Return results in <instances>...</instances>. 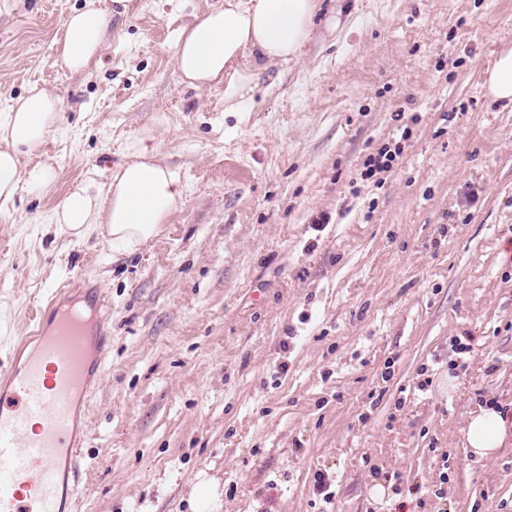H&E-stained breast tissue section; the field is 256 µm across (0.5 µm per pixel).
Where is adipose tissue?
Here are the masks:
<instances>
[{
    "instance_id": "adipose-tissue-1",
    "label": "adipose tissue",
    "mask_w": 512,
    "mask_h": 512,
    "mask_svg": "<svg viewBox=\"0 0 512 512\" xmlns=\"http://www.w3.org/2000/svg\"><path fill=\"white\" fill-rule=\"evenodd\" d=\"M323 0H224V6L181 26L173 43V59L183 81L196 88H224V109H253L259 76L270 65L300 58L317 23L327 30L341 26L336 14L322 11ZM110 14L100 0H85L65 19L56 43L59 65L72 73L87 70L105 45ZM484 88L494 101L512 103V40L502 39ZM61 122V100L31 86L0 113V208L16 196L42 195L57 178L38 155L46 137ZM179 178L157 158L156 148L140 140L118 165L105 194L79 187L65 194L54 209L60 231L81 234L94 226L105 230L113 247L128 250L153 238L182 201ZM479 458L494 456L512 443V420L486 406L471 413L461 429Z\"/></svg>"
}]
</instances>
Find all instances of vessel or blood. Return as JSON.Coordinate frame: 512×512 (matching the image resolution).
Here are the masks:
<instances>
[{"label":"vessel or blood","mask_w":512,"mask_h":512,"mask_svg":"<svg viewBox=\"0 0 512 512\" xmlns=\"http://www.w3.org/2000/svg\"><path fill=\"white\" fill-rule=\"evenodd\" d=\"M109 302L58 289L0 370V512H65L86 440L81 401L102 372Z\"/></svg>","instance_id":"b4317fda"}]
</instances>
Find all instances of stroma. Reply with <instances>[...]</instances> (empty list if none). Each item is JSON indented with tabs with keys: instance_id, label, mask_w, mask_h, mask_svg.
Here are the masks:
<instances>
[{
	"instance_id": "1",
	"label": "stroma",
	"mask_w": 512,
	"mask_h": 512,
	"mask_svg": "<svg viewBox=\"0 0 512 512\" xmlns=\"http://www.w3.org/2000/svg\"><path fill=\"white\" fill-rule=\"evenodd\" d=\"M84 2L0 0V110L34 83L62 109L56 181L0 211V369L67 281L112 304L77 512H193L201 473L217 512H512V444L460 434L512 416V105L482 89L512 0H325L345 27L263 72L244 120L172 56L224 0H120L73 75L55 42ZM399 111L401 157L361 181ZM145 136L185 187L156 237L49 231ZM461 432L471 454L490 458L512 442V421L493 406L480 407L466 418Z\"/></svg>"
}]
</instances>
